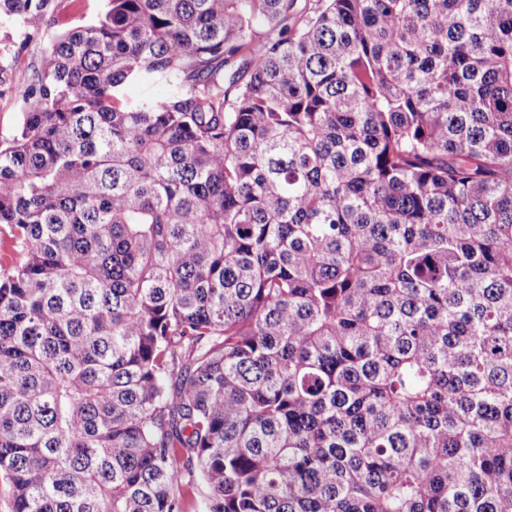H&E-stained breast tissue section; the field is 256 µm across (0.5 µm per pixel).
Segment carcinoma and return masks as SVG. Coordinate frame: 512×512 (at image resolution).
Masks as SVG:
<instances>
[{
    "label": "carcinoma",
    "mask_w": 512,
    "mask_h": 512,
    "mask_svg": "<svg viewBox=\"0 0 512 512\" xmlns=\"http://www.w3.org/2000/svg\"><path fill=\"white\" fill-rule=\"evenodd\" d=\"M15 94L10 512H512V0H107Z\"/></svg>",
    "instance_id": "obj_1"
}]
</instances>
